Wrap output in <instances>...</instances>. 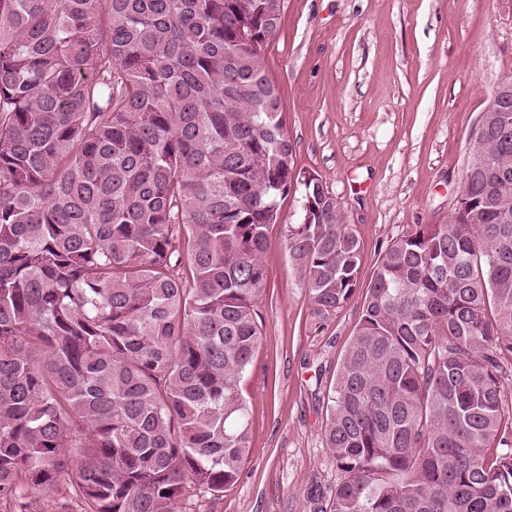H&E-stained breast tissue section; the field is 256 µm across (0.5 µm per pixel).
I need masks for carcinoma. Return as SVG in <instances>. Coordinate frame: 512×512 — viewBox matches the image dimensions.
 <instances>
[{"label": "carcinoma", "mask_w": 512, "mask_h": 512, "mask_svg": "<svg viewBox=\"0 0 512 512\" xmlns=\"http://www.w3.org/2000/svg\"><path fill=\"white\" fill-rule=\"evenodd\" d=\"M283 5L0 0V512H182L238 481L275 224L316 328L364 293L318 512H512V103L448 223L364 285L263 66Z\"/></svg>", "instance_id": "1"}]
</instances>
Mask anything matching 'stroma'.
Segmentation results:
<instances>
[{"instance_id":"obj_1","label":"stroma","mask_w":512,"mask_h":512,"mask_svg":"<svg viewBox=\"0 0 512 512\" xmlns=\"http://www.w3.org/2000/svg\"><path fill=\"white\" fill-rule=\"evenodd\" d=\"M263 66L294 165L336 197L366 282L391 241L447 223L470 131L512 77V0H284ZM270 239L262 336L242 382L249 451L238 481L188 512H314L312 494L330 496L341 476L322 431L364 295L315 329L279 228Z\"/></svg>"}]
</instances>
